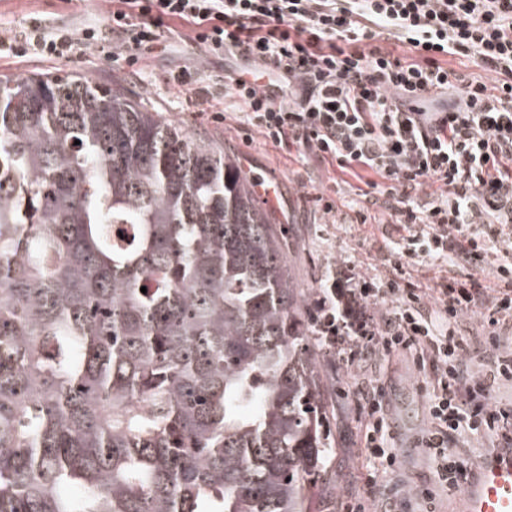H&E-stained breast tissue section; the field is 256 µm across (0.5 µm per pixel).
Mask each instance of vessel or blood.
Returning <instances> with one entry per match:
<instances>
[{
  "mask_svg": "<svg viewBox=\"0 0 512 512\" xmlns=\"http://www.w3.org/2000/svg\"><path fill=\"white\" fill-rule=\"evenodd\" d=\"M463 512H512V451L485 459L469 479Z\"/></svg>",
  "mask_w": 512,
  "mask_h": 512,
  "instance_id": "obj_1",
  "label": "vessel or blood"
}]
</instances>
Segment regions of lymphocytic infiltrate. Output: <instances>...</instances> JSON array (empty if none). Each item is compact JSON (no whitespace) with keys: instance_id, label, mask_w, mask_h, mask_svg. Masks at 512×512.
Instances as JSON below:
<instances>
[{"instance_id":"obj_1","label":"lymphocytic infiltrate","mask_w":512,"mask_h":512,"mask_svg":"<svg viewBox=\"0 0 512 512\" xmlns=\"http://www.w3.org/2000/svg\"><path fill=\"white\" fill-rule=\"evenodd\" d=\"M101 24L33 39L0 36V53L49 58L76 46L112 62L181 41L189 26L205 55L264 66L271 82L225 76L240 108L234 118L266 140L295 148L299 160L337 164L359 177L355 206L387 196L393 223L411 228L402 258L460 270L431 291L410 287L400 261L374 288L331 283L322 330L349 360L412 355L429 395L422 439L441 486L459 487L467 468L450 451L463 432L495 434L512 447V409H492L488 392L512 381V357L499 355L512 325V0H117ZM123 50L110 53L114 40ZM458 55L490 73L470 81L444 66ZM381 305L392 314H377ZM482 307L486 358L465 363L460 320ZM385 392L361 393L362 452L373 469L391 470L396 450Z\"/></svg>"}]
</instances>
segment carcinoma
Here are the masks:
<instances>
[{
	"mask_svg": "<svg viewBox=\"0 0 512 512\" xmlns=\"http://www.w3.org/2000/svg\"><path fill=\"white\" fill-rule=\"evenodd\" d=\"M305 296L229 153L89 78L0 77V512H310Z\"/></svg>",
	"mask_w": 512,
	"mask_h": 512,
	"instance_id": "cac0c4a2",
	"label": "carcinoma"
}]
</instances>
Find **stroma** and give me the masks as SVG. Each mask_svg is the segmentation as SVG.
Listing matches in <instances>:
<instances>
[{
  "instance_id": "35a3bbf8",
  "label": "stroma",
  "mask_w": 512,
  "mask_h": 512,
  "mask_svg": "<svg viewBox=\"0 0 512 512\" xmlns=\"http://www.w3.org/2000/svg\"><path fill=\"white\" fill-rule=\"evenodd\" d=\"M107 9L105 0H0V33L29 31L40 22L42 33L79 30L98 24ZM191 72V88L173 80L181 69ZM224 60L205 56L194 45L179 43L140 60L135 67L117 66L103 55L86 50L67 59H43L29 52L22 59L1 58L0 76L33 72L75 74L112 86L153 108L157 119L181 127L194 139L235 155L248 176L278 182L272 201L282 209L288 230V267L294 283L308 289V303L322 297L328 280L337 278L349 263L359 270L382 268L391 257L389 240L402 236L382 206L371 219L359 223L352 209L357 181L342 183L332 167L289 159L285 150L257 133L212 121L211 115L234 103L217 77ZM336 205L322 210L324 200ZM322 377L332 390L327 411L336 453L332 459L335 483L313 491L311 512H343L349 494L366 489V512H458L462 489H445L419 441L428 427V396L412 359L406 355L380 357L349 365L339 358L322 359ZM380 381L390 418L397 460L392 471L373 472L359 448L361 386Z\"/></svg>"
}]
</instances>
